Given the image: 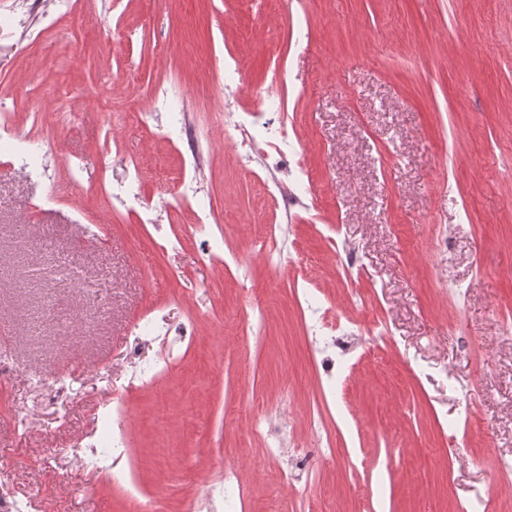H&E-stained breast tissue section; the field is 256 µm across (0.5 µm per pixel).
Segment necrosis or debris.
Segmentation results:
<instances>
[{"instance_id": "1", "label": "necrosis or debris", "mask_w": 512, "mask_h": 512, "mask_svg": "<svg viewBox=\"0 0 512 512\" xmlns=\"http://www.w3.org/2000/svg\"><path fill=\"white\" fill-rule=\"evenodd\" d=\"M88 0H11L6 12L0 14V34L23 30L28 43L40 41L49 31L64 27L84 26ZM283 58H276L269 71V82L261 91L258 107L241 104L245 77L234 57H227L213 91L214 105L221 117V135L233 148L236 165L256 175L263 195L281 209V221L261 227V247L257 253L231 249L222 224V216L213 203L207 202L208 172L213 156L209 135L201 133L195 112L190 109L191 93L176 82L159 84L149 93H141L132 73L120 77V84L132 98H146V106L127 112L126 118L150 134L178 146L181 154L179 191L172 197H160L149 203L142 189V160L132 155L127 159L128 176L112 186L101 182L97 191L111 200L113 209L135 215L138 223L160 226L172 211L186 209L190 222L184 232L160 237L156 246L168 252L179 250L186 239L198 241L202 261L224 266L248 267L253 256H261L270 273L276 277L294 276V299L306 304L315 298L312 280L304 273V259L290 250L288 235L298 211L318 217L315 192L306 177V160L293 146L294 128L288 123L287 99L283 92ZM17 104L14 99L0 97V152L6 153L15 170L23 175H35L52 180L54 146L68 129L58 126L51 133L36 135L15 120ZM198 321L190 318L172 325L144 314L134 324V335L144 341L165 339L168 350L154 364L139 368L130 377L132 389L149 391L159 386L178 360L183 345L197 336ZM311 350L321 383V398L306 410V425L317 434L315 444L307 445L297 438L293 422L283 420L274 410L254 416L250 436L262 448L265 458L281 462V480L287 484L299 482L312 475L313 462L324 453L325 442L319 437L329 398L335 397L344 381L343 367L355 354L369 352L383 341L384 331L370 329L352 319H328L314 312L306 324ZM129 409L124 400L112 403V418L105 421L106 433L101 442L79 437L67 448L49 449V456L71 458L77 466H92L104 470L109 481H123L122 473L107 470L108 458H122L130 446L126 422ZM222 492L224 512H248L250 490L243 483L236 460H225L223 468L212 481Z\"/></svg>"}]
</instances>
